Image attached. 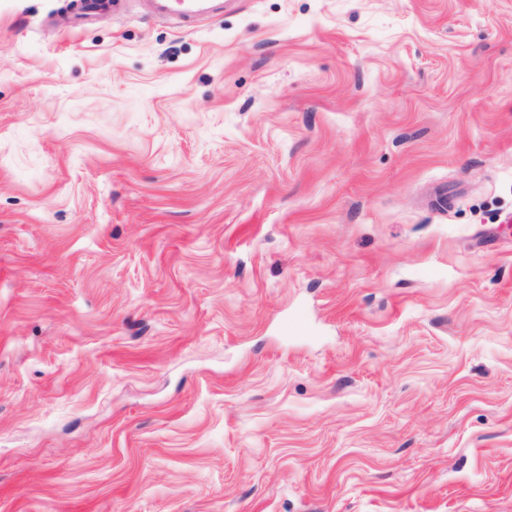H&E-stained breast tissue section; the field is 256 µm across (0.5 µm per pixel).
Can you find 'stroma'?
I'll use <instances>...</instances> for the list:
<instances>
[{"mask_svg":"<svg viewBox=\"0 0 512 512\" xmlns=\"http://www.w3.org/2000/svg\"><path fill=\"white\" fill-rule=\"evenodd\" d=\"M0 0V512H512V0ZM77 10L76 16L87 18L101 13H113L120 9L125 0H83ZM151 14L178 17L186 23L229 9L236 0H147Z\"/></svg>","mask_w":512,"mask_h":512,"instance_id":"stroma-1","label":"stroma"}]
</instances>
